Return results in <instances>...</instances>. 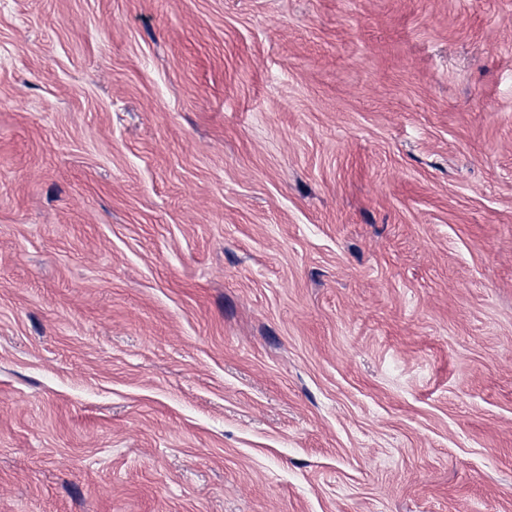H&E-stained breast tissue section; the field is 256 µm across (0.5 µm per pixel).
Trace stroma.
Masks as SVG:
<instances>
[{
  "label": "stroma",
  "mask_w": 512,
  "mask_h": 512,
  "mask_svg": "<svg viewBox=\"0 0 512 512\" xmlns=\"http://www.w3.org/2000/svg\"><path fill=\"white\" fill-rule=\"evenodd\" d=\"M0 512H512V0H0Z\"/></svg>",
  "instance_id": "stroma-1"
}]
</instances>
